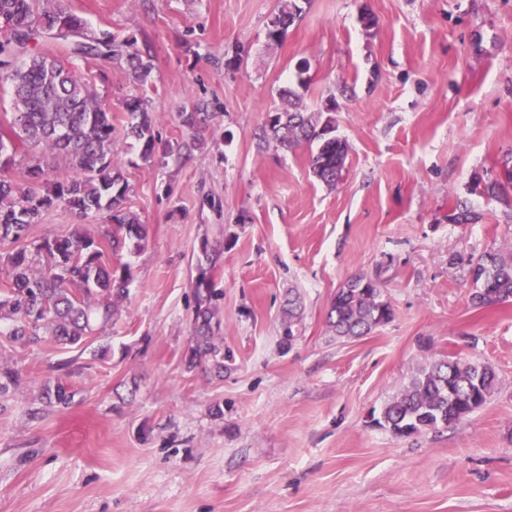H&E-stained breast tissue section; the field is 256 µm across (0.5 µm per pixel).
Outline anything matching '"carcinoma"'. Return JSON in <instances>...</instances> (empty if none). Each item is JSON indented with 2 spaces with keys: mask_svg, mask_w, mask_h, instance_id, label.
Here are the masks:
<instances>
[{
  "mask_svg": "<svg viewBox=\"0 0 512 512\" xmlns=\"http://www.w3.org/2000/svg\"><path fill=\"white\" fill-rule=\"evenodd\" d=\"M34 0H0V84L12 89L9 128L0 129V320L12 321L16 340L49 341L64 347L83 346L92 323L119 314L127 294L130 266L125 253H135L146 239L145 225L128 206L130 184L112 153L115 128L112 112L93 93L86 78L65 68L54 52L37 47L39 38L50 39L83 61L87 74L104 63L124 69L138 87L126 103L124 133L141 145L146 162L163 161L172 147H158L154 113L147 108V85L152 71L149 47L119 41L106 31L94 32L79 15L61 8L34 12ZM301 0H278L266 24L265 38L280 43L303 11ZM282 104L267 112L261 138L290 149L306 145L311 151V172L328 186L342 177L347 143L336 136L332 110L309 112L296 91H280ZM183 126L200 133L214 118L197 107L181 113ZM39 148L68 163L65 175L49 181L43 167L28 166V184L8 177L15 141ZM512 186V153L502 160L500 176L475 183L473 192L496 195ZM60 205L82 217L103 215L108 224L94 237L74 231L22 243L28 229L43 214ZM217 251L208 240L196 256L194 310L188 347L184 355L189 371L202 366L221 375L230 356L219 342L218 318L222 294L209 276ZM466 261L476 271L472 303L490 308L512 301V250L486 252ZM392 315L390 303L378 283L356 274L332 298L327 323L339 339L370 334ZM299 297L288 298L282 308L280 344L291 348L301 331ZM498 383L494 369L461 358H443L424 366L389 402L375 423L392 433L410 437L447 427L482 407ZM20 385L19 373L0 366V393ZM75 392L64 376L43 385L42 399L66 408Z\"/></svg>",
  "mask_w": 512,
  "mask_h": 512,
  "instance_id": "1",
  "label": "carcinoma"
}]
</instances>
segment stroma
Here are the masks:
<instances>
[{
  "instance_id": "1",
  "label": "stroma",
  "mask_w": 512,
  "mask_h": 512,
  "mask_svg": "<svg viewBox=\"0 0 512 512\" xmlns=\"http://www.w3.org/2000/svg\"><path fill=\"white\" fill-rule=\"evenodd\" d=\"M95 30L149 46L148 109L173 152L126 138L122 69L90 77L111 107L113 151L147 227L123 313L80 348L14 341L0 365V512H512V302L476 308L466 257L512 249V186L473 193L512 152V0H305L282 42L277 0H56ZM308 111L336 109V187L310 150L260 143L299 65ZM215 112L202 140L181 124ZM479 215L455 224L457 203ZM104 216L59 206L30 239ZM220 248L223 375L187 371L201 239ZM378 278L392 316L337 339L326 323L353 275ZM302 334L280 346L289 293ZM491 365L498 384L459 423L410 437L373 418L432 360ZM67 366L76 392L46 405ZM223 416H215V408ZM42 399L49 406L67 408L73 402L75 392L65 376H58L43 385Z\"/></svg>"
}]
</instances>
